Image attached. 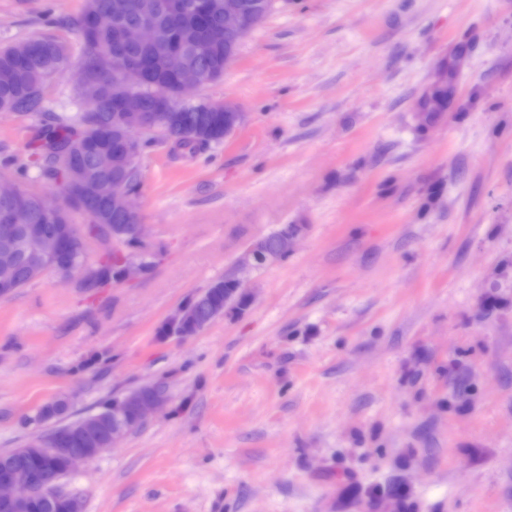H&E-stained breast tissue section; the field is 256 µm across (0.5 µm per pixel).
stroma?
<instances>
[{
  "label": "stroma",
  "instance_id": "35a3bbf8",
  "mask_svg": "<svg viewBox=\"0 0 512 512\" xmlns=\"http://www.w3.org/2000/svg\"><path fill=\"white\" fill-rule=\"evenodd\" d=\"M85 0H0V46L65 43L48 111H82ZM194 100L223 144L149 137L145 270H51L0 298V453L156 385L165 405L65 478L83 512H512V0H274ZM39 115L0 111V180L61 200ZM288 256L240 260L282 225ZM243 309L158 329L211 283Z\"/></svg>",
  "mask_w": 512,
  "mask_h": 512
}]
</instances>
